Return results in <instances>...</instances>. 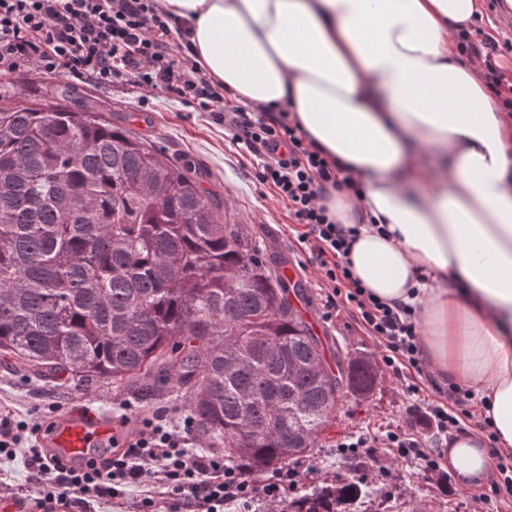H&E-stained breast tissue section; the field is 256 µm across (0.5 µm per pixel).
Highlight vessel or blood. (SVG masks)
<instances>
[{
	"label": "vessel or blood",
	"mask_w": 512,
	"mask_h": 512,
	"mask_svg": "<svg viewBox=\"0 0 512 512\" xmlns=\"http://www.w3.org/2000/svg\"><path fill=\"white\" fill-rule=\"evenodd\" d=\"M115 433L112 423L96 412L78 409L61 412L48 437V444L65 461L90 455L92 449L111 442Z\"/></svg>",
	"instance_id": "obj_1"
}]
</instances>
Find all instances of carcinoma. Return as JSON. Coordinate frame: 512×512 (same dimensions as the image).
<instances>
[{"label": "carcinoma", "mask_w": 512, "mask_h": 512, "mask_svg": "<svg viewBox=\"0 0 512 512\" xmlns=\"http://www.w3.org/2000/svg\"><path fill=\"white\" fill-rule=\"evenodd\" d=\"M201 179L68 87L1 101L0 353L34 374L177 389L204 447L254 475L307 453L378 371L327 362L290 300L300 283ZM362 497L349 481L291 508Z\"/></svg>", "instance_id": "obj_1"}]
</instances>
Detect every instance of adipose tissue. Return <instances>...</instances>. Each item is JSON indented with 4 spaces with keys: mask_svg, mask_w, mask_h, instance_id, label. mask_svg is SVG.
<instances>
[{
    "mask_svg": "<svg viewBox=\"0 0 512 512\" xmlns=\"http://www.w3.org/2000/svg\"><path fill=\"white\" fill-rule=\"evenodd\" d=\"M206 75L238 102L289 106L307 141L362 185L331 192L356 228L352 271L413 306L441 378L475 392L512 452V115L453 36L481 0H162ZM434 153L437 172L422 167ZM484 442L448 445L459 486L484 478Z\"/></svg>",
    "mask_w": 512,
    "mask_h": 512,
    "instance_id": "1",
    "label": "adipose tissue"
}]
</instances>
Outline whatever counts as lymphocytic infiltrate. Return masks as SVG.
<instances>
[{
  "label": "lymphocytic infiltrate",
  "mask_w": 512,
  "mask_h": 512,
  "mask_svg": "<svg viewBox=\"0 0 512 512\" xmlns=\"http://www.w3.org/2000/svg\"><path fill=\"white\" fill-rule=\"evenodd\" d=\"M179 23L159 0H0V79L27 66L100 87L133 85L162 90L196 102L258 159L254 178L283 202L304 226L300 243L318 259L321 280L346 288L357 320L382 348L387 367L425 376L417 326L407 308L391 306L365 293L346 260L348 232L330 216L325 200L334 190L359 194L360 184L329 163L307 143L289 113L268 107H224V85L211 80L197 61L184 58L172 40ZM462 398L452 403L412 402L407 414L415 427L388 432L384 443L421 471L436 469L424 430L451 436L462 429ZM40 425L17 421L0 410V459L24 452L30 485L18 489L20 512H94L133 489L142 496L135 512H224L230 502L250 506L287 500L301 474L280 468L267 480L248 477L242 465L221 454L192 448L190 423L140 418L132 437L107 455L61 462L44 448Z\"/></svg>",
  "instance_id": "1"
}]
</instances>
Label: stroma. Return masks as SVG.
Here are the masks:
<instances>
[{
  "label": "stroma",
  "instance_id": "35a3bbf8",
  "mask_svg": "<svg viewBox=\"0 0 512 512\" xmlns=\"http://www.w3.org/2000/svg\"><path fill=\"white\" fill-rule=\"evenodd\" d=\"M482 5V17L476 25L495 39L498 62L512 79V50L506 48L512 43V9L491 0H482ZM62 82L61 76L32 67L0 83V97L29 103L40 99L45 87ZM69 84L78 95L95 101L113 124L133 130L167 155L195 166L203 176V188L223 200L238 223L249 225L268 251L287 260L305 292L302 315L325 347L340 350L346 357L363 355L377 364L374 391L363 398L343 396L314 447L295 460V467L315 470L314 481L300 483L298 493L354 480L367 492L357 504V512H512V498L494 496L492 484L469 490L456 486L447 469V438L436 439L431 445L440 469L429 475L395 458L390 449L378 443V436L411 423L406 414L410 375L382 365L377 341L354 319L353 307L345 297H338L335 311L326 310L328 289L309 250L298 240L303 226L294 223L268 189L256 185V158L243 145L233 143L223 124L211 113L159 90L148 95L129 85L103 89L77 80ZM126 402L132 406L129 416L133 419L162 412L175 420L186 412L180 398H155L135 388L118 390L105 382L81 381L67 373L34 375L20 370L11 357L0 355V406L13 410L17 419L39 416L50 423L57 411L80 405L114 421ZM362 433L374 436L370 447H339L342 437Z\"/></svg>",
  "mask_w": 512,
  "mask_h": 512
}]
</instances>
